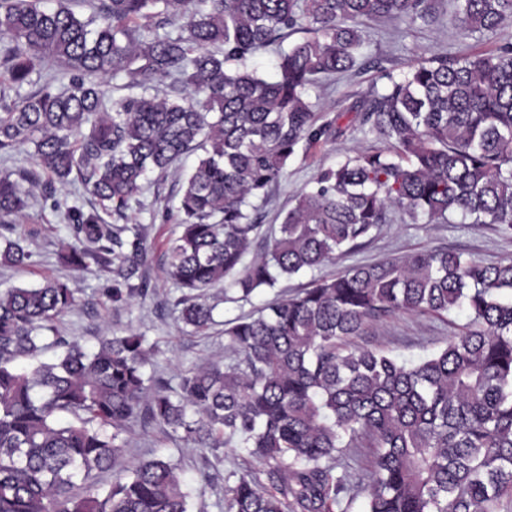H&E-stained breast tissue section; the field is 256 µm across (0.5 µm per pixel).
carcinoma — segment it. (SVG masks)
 I'll use <instances>...</instances> for the list:
<instances>
[{"label": "carcinoma", "instance_id": "obj_1", "mask_svg": "<svg viewBox=\"0 0 512 512\" xmlns=\"http://www.w3.org/2000/svg\"><path fill=\"white\" fill-rule=\"evenodd\" d=\"M440 0H99L94 14L47 0H0V67L22 99L0 90V156L27 149L35 167L0 174V224L29 208L31 189L76 178L123 214L150 174L186 153L204 156L179 174L180 232L167 273L190 296L181 321L213 324L206 291L249 301L282 277L315 270L362 247L398 211L414 224H498L512 230V43L460 56H418L386 72L352 108L374 144L310 181L277 234L250 255L269 197L302 143L342 133L318 123L309 88L352 71L365 25L434 23ZM465 38H491L512 23V0H453ZM179 29L177 35L165 31ZM164 33H159V30ZM297 30L308 37L277 54L268 80L247 61ZM62 65L60 91L43 79ZM230 61L239 68L230 71ZM125 74L140 95L113 97L106 78ZM163 83L162 94L145 91ZM67 263L114 265L110 298L147 293L133 282L147 258L137 227L110 224L95 208L66 213ZM31 252L0 245V263ZM69 282L0 292V512H189L177 465L141 461L100 491L134 424L183 432L198 451L240 448L269 466L257 479H224L227 512H333L353 486L339 458L371 449L367 512H505L512 504V262L483 264L460 252L419 251L314 281L254 315L225 323L240 354L185 371L179 389L145 377L144 336H102L98 349L58 335L77 304ZM470 321L441 351L407 363L353 347L396 312ZM52 362L41 360L48 347Z\"/></svg>", "mask_w": 512, "mask_h": 512}]
</instances>
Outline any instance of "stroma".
<instances>
[{
  "label": "stroma",
  "mask_w": 512,
  "mask_h": 512,
  "mask_svg": "<svg viewBox=\"0 0 512 512\" xmlns=\"http://www.w3.org/2000/svg\"><path fill=\"white\" fill-rule=\"evenodd\" d=\"M452 6L442 4L443 18L432 24L406 27L402 24L369 23V46L364 64L331 82L314 85L310 99L319 106L321 120H339L346 126L343 137L315 145H300L288 163V175L272 188L268 201L252 213L260 224L262 237L273 236L281 222V212L294 205L296 196L321 169L334 166L353 149L366 146L362 134L350 129L352 107L376 83L381 70L405 71L417 54L425 51L448 53L477 51L474 40L461 38L447 18ZM180 202L179 187L173 177L151 175L142 192L130 201L124 215H110L109 223L126 222L139 225L146 236L147 260L139 275L148 284L146 296L126 304H112L108 290L112 286L110 271L90 266L78 272L59 257L61 241L71 234L65 209L78 206L90 209L95 199L79 182L58 187L54 198L35 196L25 215L16 224H0V240L21 241L32 253L28 266L15 268L0 265V291L13 286H35L50 278L69 280L78 290L77 307L58 321L59 335L78 338L87 350L98 347V338L106 331L142 333L155 353L147 373L164 377L170 385H178L181 373L209 361L228 362L236 354L224 335L226 321L251 313L264 304L300 293L321 277H332L344 270L388 258L403 257L422 250L448 249L463 252L467 257L485 264L512 261V232L494 224H411L397 212L388 223L380 225L363 248L346 254L315 271H307L280 279L275 287L262 290L250 302H224L223 288L211 289L209 303L215 304L214 323L206 334H193L180 320V302L184 290L169 280L165 273L166 242L179 232L177 225ZM468 321V314L455 311L444 318L396 313L382 318L357 338L354 343L383 351L398 359L417 361L444 348L449 336L455 335ZM125 448L112 469L98 473L100 488H108L113 475L134 468L141 460L165 456L178 464L182 477L194 493L190 512H224V477L248 474L263 476V463L236 448L221 449L218 454L200 456L186 447L180 435H165L160 427L134 425L125 433ZM347 464L354 489L342 503V512H366L367 483L371 470L367 449L347 452ZM209 473L213 482L199 484L202 473Z\"/></svg>",
  "instance_id": "1"
}]
</instances>
